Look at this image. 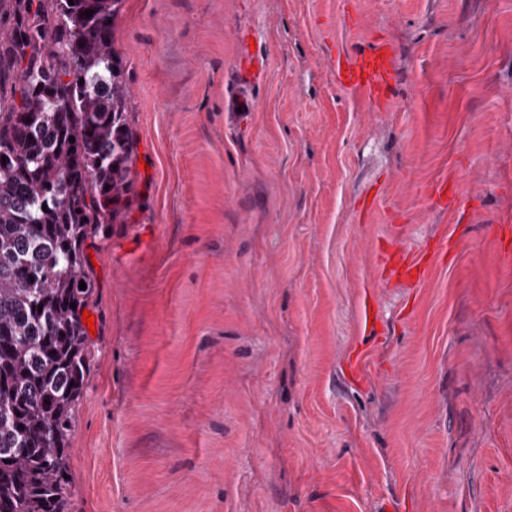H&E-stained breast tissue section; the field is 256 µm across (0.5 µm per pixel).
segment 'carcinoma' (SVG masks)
Wrapping results in <instances>:
<instances>
[{
	"instance_id": "1",
	"label": "carcinoma",
	"mask_w": 512,
	"mask_h": 512,
	"mask_svg": "<svg viewBox=\"0 0 512 512\" xmlns=\"http://www.w3.org/2000/svg\"><path fill=\"white\" fill-rule=\"evenodd\" d=\"M119 3L0 0V512H65L85 244L124 219L132 186Z\"/></svg>"
}]
</instances>
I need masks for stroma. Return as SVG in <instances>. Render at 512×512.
<instances>
[{"mask_svg": "<svg viewBox=\"0 0 512 512\" xmlns=\"http://www.w3.org/2000/svg\"><path fill=\"white\" fill-rule=\"evenodd\" d=\"M113 40L68 512H512V0H121ZM378 41L383 112L329 63ZM241 38L243 46L241 48L240 65L250 81H259L265 70V60L262 55L250 50L247 35L243 34Z\"/></svg>", "mask_w": 512, "mask_h": 512, "instance_id": "35a3bbf8", "label": "stroma"}]
</instances>
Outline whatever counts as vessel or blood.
Segmentation results:
<instances>
[{
  "label": "vessel or blood",
  "instance_id": "1",
  "mask_svg": "<svg viewBox=\"0 0 512 512\" xmlns=\"http://www.w3.org/2000/svg\"><path fill=\"white\" fill-rule=\"evenodd\" d=\"M396 49L381 43L355 53H342L331 60V70L339 84L360 94L366 101L387 106V93L396 78ZM240 65L252 81H259L265 70L262 55L242 46Z\"/></svg>",
  "mask_w": 512,
  "mask_h": 512
}]
</instances>
